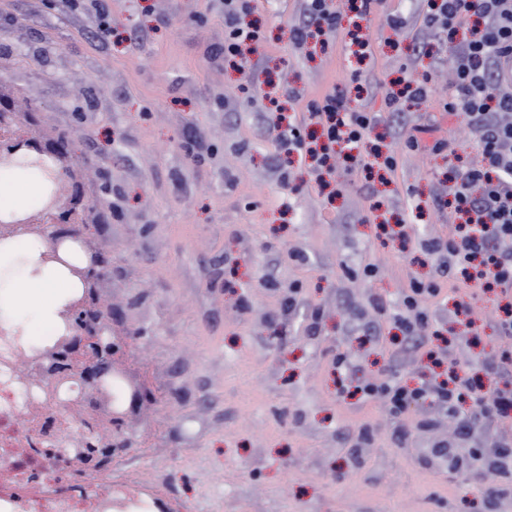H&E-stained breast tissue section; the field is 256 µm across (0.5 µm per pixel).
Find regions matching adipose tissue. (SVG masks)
Listing matches in <instances>:
<instances>
[{"label":"adipose tissue","instance_id":"adipose-tissue-1","mask_svg":"<svg viewBox=\"0 0 512 512\" xmlns=\"http://www.w3.org/2000/svg\"><path fill=\"white\" fill-rule=\"evenodd\" d=\"M50 188L44 174L23 164L0 167V213L23 214L38 208ZM47 239L20 235L0 241V325L24 336H44L60 325L59 313L81 289L69 264L89 265L88 255L71 241L59 252L63 263L41 259Z\"/></svg>","mask_w":512,"mask_h":512}]
</instances>
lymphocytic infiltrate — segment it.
<instances>
[{"label":"lymphocytic infiltrate","mask_w":512,"mask_h":512,"mask_svg":"<svg viewBox=\"0 0 512 512\" xmlns=\"http://www.w3.org/2000/svg\"><path fill=\"white\" fill-rule=\"evenodd\" d=\"M426 23L441 39L453 37L470 18L481 20L469 39L459 45L450 60L454 73L451 96L445 112L461 118L482 145V163L451 166L448 193L442 205L456 222L445 238L424 244L427 253H445L449 269L468 274L479 263L476 279L481 288L512 289V251L501 244L512 241V0H427ZM252 10V0H217L224 17L225 60L240 63L262 41L258 29L243 26L241 20ZM338 18L328 0H305L302 18L294 29L296 43L315 34L334 33ZM303 115H272L269 130L275 131L279 149L307 155L317 177H335L337 150H350L351 167L368 170L367 155L359 153L376 118L362 104H351L344 95L326 93L322 99L306 100ZM436 282H411L393 319L403 332L404 346L414 352L425 348L430 338L427 300L437 298ZM435 365L445 368L444 379L418 372L416 386L388 377L364 387L368 396L384 401L392 418L409 408L424 406L428 412L419 421L420 430L435 426L436 416L453 420L456 438L437 441L417 449L422 461H435L441 471L454 475L468 470L480 485L484 498L493 504L512 496V439L500 437L488 451L469 447L479 430L496 432L512 419V349L499 350L485 358L484 370L503 380L492 394L480 393L470 377L472 361L463 353L445 347L429 354ZM470 409H463L465 398Z\"/></svg>","instance_id":"obj_1"}]
</instances>
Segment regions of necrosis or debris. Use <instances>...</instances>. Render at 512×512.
Masks as SVG:
<instances>
[{"label":"necrosis or debris","mask_w":512,"mask_h":512,"mask_svg":"<svg viewBox=\"0 0 512 512\" xmlns=\"http://www.w3.org/2000/svg\"><path fill=\"white\" fill-rule=\"evenodd\" d=\"M45 360L24 337L0 334V512H185L181 498L135 477L133 449L160 447L154 433L133 437L130 452L107 465L80 460L92 434V411L65 418L80 389L50 390L41 381Z\"/></svg>","instance_id":"1"}]
</instances>
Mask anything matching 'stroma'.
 Listing matches in <instances>:
<instances>
[{"mask_svg": "<svg viewBox=\"0 0 512 512\" xmlns=\"http://www.w3.org/2000/svg\"><path fill=\"white\" fill-rule=\"evenodd\" d=\"M333 2L335 36L298 47L304 0H254L266 40L233 68L213 0H112L105 45L57 0H0V87L75 145L92 208L102 187L120 195L122 213L99 234L123 286L112 310L135 330L129 357L156 380L135 427L174 413L163 447L135 463L142 478L188 492L190 512H486L474 480L413 455L452 439L448 420L423 433L422 408L395 420L361 391L391 371L413 382L426 362L394 344L391 316L412 280L435 278L439 260L422 246L451 225L438 205L448 155L430 144L447 141L468 162L480 151L443 113L456 45L439 43L436 62L414 53L434 40L426 0H377L364 21ZM356 28L370 44L362 62L345 50ZM401 75L429 76L425 104L391 110L386 89ZM286 82L310 100L360 97L378 118L366 141L394 151L396 170L367 178L337 160L328 197L264 123ZM412 135L422 149L407 147ZM189 137L193 163L180 149ZM397 222L407 238L383 234ZM439 285L431 330L476 338L475 355L500 350L502 299L477 294L464 317L450 281Z\"/></svg>", "mask_w": 512, "mask_h": 512, "instance_id": "stroma-1", "label": "stroma"}]
</instances>
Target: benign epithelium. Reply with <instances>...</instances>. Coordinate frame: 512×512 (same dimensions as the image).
I'll return each instance as SVG.
<instances>
[{"instance_id": "obj_1", "label": "benign epithelium", "mask_w": 512, "mask_h": 512, "mask_svg": "<svg viewBox=\"0 0 512 512\" xmlns=\"http://www.w3.org/2000/svg\"><path fill=\"white\" fill-rule=\"evenodd\" d=\"M27 157L26 165L39 166L44 158L54 167L46 173L51 192L39 208L8 220L0 218V238L23 230L42 235L51 242L44 254L46 261L60 262L58 244L64 239L83 241L93 252L95 263L87 267H70L84 285V296L69 303L60 316L70 330L61 338L54 353L72 349V337H82L94 353L80 363L70 379L94 393L98 415L96 440L109 445V438L125 439L144 407L152 402L145 388L127 370L124 349L130 332L121 319L107 314L100 317L97 288L105 268V250L91 233L96 215L88 205L83 164L75 158L69 145L59 141L40 126L35 110H19L0 87V166L10 165L19 153ZM120 382L124 393L116 394L112 383Z\"/></svg>"}]
</instances>
